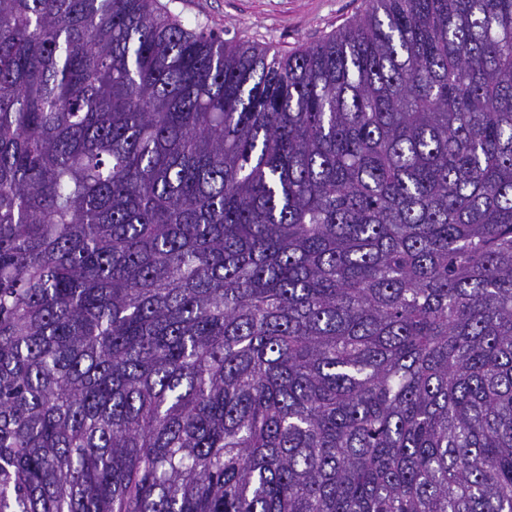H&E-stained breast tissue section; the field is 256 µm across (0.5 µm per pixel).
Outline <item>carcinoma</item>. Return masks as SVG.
Returning <instances> with one entry per match:
<instances>
[{"label": "carcinoma", "mask_w": 512, "mask_h": 512, "mask_svg": "<svg viewBox=\"0 0 512 512\" xmlns=\"http://www.w3.org/2000/svg\"><path fill=\"white\" fill-rule=\"evenodd\" d=\"M0 512H512V0H0ZM183 24L219 32L224 39L273 44L283 52L321 42L357 19L367 0H160Z\"/></svg>", "instance_id": "cac0c4a2"}]
</instances>
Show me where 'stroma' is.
<instances>
[{
    "label": "stroma",
    "instance_id": "stroma-1",
    "mask_svg": "<svg viewBox=\"0 0 512 512\" xmlns=\"http://www.w3.org/2000/svg\"><path fill=\"white\" fill-rule=\"evenodd\" d=\"M185 26L290 52L321 42L357 19L367 0H160Z\"/></svg>",
    "mask_w": 512,
    "mask_h": 512
}]
</instances>
